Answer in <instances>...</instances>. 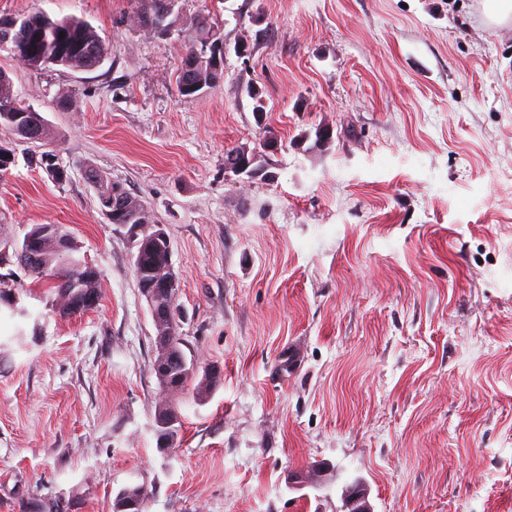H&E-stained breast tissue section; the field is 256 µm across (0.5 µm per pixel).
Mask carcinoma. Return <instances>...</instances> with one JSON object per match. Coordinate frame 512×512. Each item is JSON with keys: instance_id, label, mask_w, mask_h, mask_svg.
<instances>
[{"instance_id": "1", "label": "carcinoma", "mask_w": 512, "mask_h": 512, "mask_svg": "<svg viewBox=\"0 0 512 512\" xmlns=\"http://www.w3.org/2000/svg\"><path fill=\"white\" fill-rule=\"evenodd\" d=\"M18 26L14 31L9 45L10 52L18 59L25 61L31 68L38 70L46 66L48 59H55V64L79 70H92L101 53L108 50L105 42L93 27L78 18H52L42 12H34L26 16L16 17ZM195 36L192 37L186 51L190 56L200 52L204 46L221 41L219 29L215 28L208 18L202 16L195 22ZM224 79V66L214 67L208 62H200L191 69H178L177 84L181 95L194 96L190 91L193 86L211 88ZM21 105L22 101L13 92L8 75L0 71V107L4 105ZM260 154L257 149L236 146L224 152V168L232 172L242 165L244 172L255 174L263 170ZM88 179L97 187V194L104 195L115 192L118 204L112 208L113 224H129L130 210L134 209L143 215L145 224L140 229L129 228V236L133 244H138V237L146 236L150 217L148 210L137 197L133 196L122 184L105 179L95 170L88 171ZM30 233L36 235L35 247L30 254L23 256L19 245L11 244L7 238L0 239V265L15 257L17 262L25 265L29 273L39 281L51 284L54 292L53 306L58 312L71 316L85 312L88 307L82 305L83 297L93 295L100 299L99 275L90 271L85 261L74 256V250L67 248L65 237L68 233L61 224H35ZM165 251L156 249L146 256L145 265L137 279V285L150 283L158 275L164 264ZM171 374L180 380L177 390H160V398L156 404L155 416H167L172 424L166 428L155 426L158 437L176 436L181 428L178 411L179 396L190 380H199L197 395L213 390L220 378L198 376V366L194 361L187 360L184 353L175 358L164 355ZM127 499L134 501V506L127 512H144L148 499L147 489L138 485L120 492L115 503Z\"/></svg>"}]
</instances>
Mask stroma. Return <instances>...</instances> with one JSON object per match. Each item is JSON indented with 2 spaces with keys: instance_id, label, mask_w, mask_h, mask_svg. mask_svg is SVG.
<instances>
[{
  "instance_id": "stroma-1",
  "label": "stroma",
  "mask_w": 512,
  "mask_h": 512,
  "mask_svg": "<svg viewBox=\"0 0 512 512\" xmlns=\"http://www.w3.org/2000/svg\"><path fill=\"white\" fill-rule=\"evenodd\" d=\"M139 3L0 0L109 46L90 71L0 49L68 173L14 142L0 235L66 225L101 282L66 317L46 283L0 267V512H112L132 484L146 512H342L356 478L373 512H512V23H488L484 0H177L166 34L130 24ZM200 15L224 79L187 98ZM270 132L264 173L225 171L226 149ZM91 169L168 235L182 350L222 370L206 399L181 395L166 451L136 249ZM194 26L195 36L192 37L189 43L185 54L186 57L194 54L196 51L200 53L204 46L208 44L213 45L216 42L222 43L218 26L212 24L208 18L204 16L198 18ZM88 179L95 184L97 187L98 199L101 195L107 194L112 191H118L117 194L113 196L116 199L108 200L104 199L102 204H100V210L102 214L109 221L112 217L110 223L112 224H136V218H133L131 221L128 218L130 213L129 209H135L138 214H142V218L145 220L141 224H150V217L148 215V210L145 208L144 204L137 197L133 196L121 183L110 181L105 179L100 173L95 170L88 171ZM119 201H122L121 205H118ZM115 206L112 208V206ZM112 208V209H111Z\"/></svg>"
}]
</instances>
